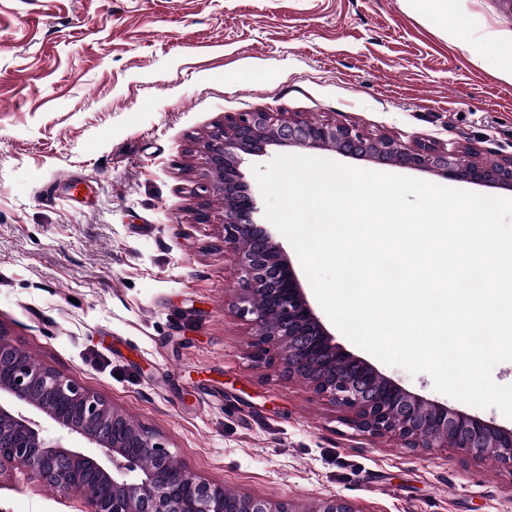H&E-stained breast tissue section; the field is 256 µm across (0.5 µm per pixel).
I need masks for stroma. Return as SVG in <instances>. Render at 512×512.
I'll return each mask as SVG.
<instances>
[{
  "label": "stroma",
  "mask_w": 512,
  "mask_h": 512,
  "mask_svg": "<svg viewBox=\"0 0 512 512\" xmlns=\"http://www.w3.org/2000/svg\"><path fill=\"white\" fill-rule=\"evenodd\" d=\"M512 0H0V327L231 492L311 512H512V470L408 448L249 356L221 198L225 117L267 108L512 155ZM407 390L512 428L379 364ZM14 470L0 512H83Z\"/></svg>",
  "instance_id": "1"
}]
</instances>
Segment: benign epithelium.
I'll list each match as a JSON object with an SVG mask.
<instances>
[{
    "label": "benign epithelium",
    "instance_id": "1",
    "mask_svg": "<svg viewBox=\"0 0 512 512\" xmlns=\"http://www.w3.org/2000/svg\"><path fill=\"white\" fill-rule=\"evenodd\" d=\"M321 150L430 172L444 179L512 188V157L491 167L457 147L421 138L371 136L343 122L307 121L257 109L224 118L204 145L209 179L194 194L197 220L211 221L206 197H224V252L240 270L237 313L251 316L252 361L275 366L344 412L345 423L370 435H393L408 448L451 446L473 458L492 457L512 469V429L412 393L336 343L322 323L290 259L258 220L255 195L239 166L269 146ZM21 382H16V379ZM96 449L89 456L72 445ZM20 470L84 512H297L285 500L238 495L172 463L166 438L135 421L104 396L38 364L5 339L0 327V471ZM314 512H356L341 496Z\"/></svg>",
    "mask_w": 512,
    "mask_h": 512
}]
</instances>
